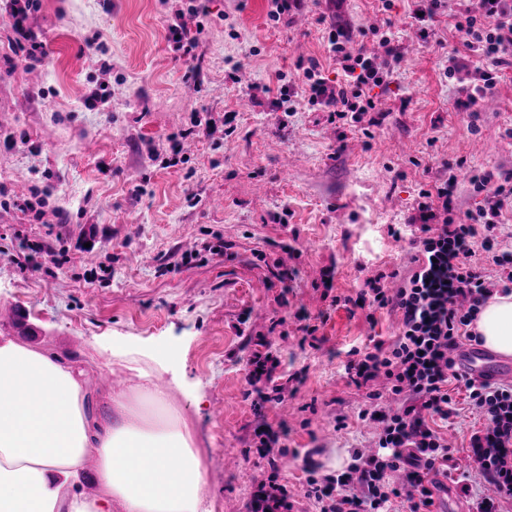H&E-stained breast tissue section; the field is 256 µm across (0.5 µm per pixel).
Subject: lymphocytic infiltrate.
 <instances>
[{"mask_svg":"<svg viewBox=\"0 0 512 512\" xmlns=\"http://www.w3.org/2000/svg\"><path fill=\"white\" fill-rule=\"evenodd\" d=\"M459 2L455 27L469 53L449 55L447 75L458 84L456 110L473 118L503 72L512 69V0ZM37 7V0H8L6 5L16 41L26 46L31 60L44 52V43L30 23ZM349 39V31L341 26L328 36L344 80L331 82L318 64H309L301 95L331 118L357 122L362 114L376 111L371 91L393 81L401 54L388 31L380 37L386 48L380 61L347 52ZM472 185L483 204L458 222L449 216L455 206L453 179H446L435 191H421L417 216L421 234L408 275L395 289L379 276L366 282L371 307L399 310L401 327L395 340L374 342L361 358L348 360L345 370L358 385L384 377L391 394L403 397L404 403L387 409L381 393L374 392L369 407L360 411V419L377 426L374 454H354L346 470L336 474H319L312 462H305L301 491L320 512H390L394 499L402 496L409 503L408 512H431L435 501L430 476L447 471L450 455L429 421L447 419L451 413L448 384L454 380L463 383L472 408L487 422L482 434L472 436L470 446L475 473L489 485L476 501L477 512H500L501 502L512 500V385L476 381L460 372L455 357L462 341L473 340L470 326L494 292L512 293V250L495 246L503 212L512 208V172H486L474 177ZM435 198L440 208H433ZM479 249L504 269V276L490 280L472 264ZM258 435L260 455L271 474L267 484L256 490L251 512H290L288 487L278 481L274 455L283 432L267 424ZM397 471L404 474L400 486L391 480Z\"/></svg>","mask_w":512,"mask_h":512,"instance_id":"obj_1","label":"lymphocytic infiltrate"}]
</instances>
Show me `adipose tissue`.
Instances as JSON below:
<instances>
[{
    "label": "adipose tissue",
    "mask_w": 512,
    "mask_h": 512,
    "mask_svg": "<svg viewBox=\"0 0 512 512\" xmlns=\"http://www.w3.org/2000/svg\"><path fill=\"white\" fill-rule=\"evenodd\" d=\"M471 328L483 348L512 356V294L494 295ZM85 375L83 362L0 336V512H208L192 421L152 371L139 369L136 391L100 399ZM86 476L95 497L76 490Z\"/></svg>",
    "instance_id": "1"
}]
</instances>
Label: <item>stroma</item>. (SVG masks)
I'll use <instances>...</instances> for the list:
<instances>
[{"mask_svg":"<svg viewBox=\"0 0 512 512\" xmlns=\"http://www.w3.org/2000/svg\"><path fill=\"white\" fill-rule=\"evenodd\" d=\"M207 5L186 60L167 41L176 0H39L31 23L46 55L30 64L0 4V308L18 314L0 321V336L86 362L97 397L112 389L97 370L126 389L139 383L99 349L144 365L161 358L158 376L180 382L174 401L187 407L205 455L210 512H247L270 473L254 430L284 424L292 512H317L295 492L305 479L296 456L311 453L328 472L352 451H373V429L357 414L385 381L356 386L344 365L348 350L390 341L401 323L399 312L333 299L410 269L408 225L420 192L446 179V163H464L462 212L482 201L472 176L512 172V71L472 131L444 75L449 53L463 48L450 11L436 14L424 40L412 0L339 9L308 0L276 22L269 0ZM334 25L350 31L354 54L382 57L372 28L399 37L395 79L372 91L379 113L353 125L303 101L290 115L277 105L282 81L302 83L303 63L338 80ZM102 84L105 103L85 108ZM228 113L229 132L182 134L192 117ZM174 136L186 162L168 168ZM35 243L64 251V265L31 252ZM281 268L292 281H278ZM262 338L285 387L278 403L260 401L246 377ZM448 392L455 411L435 429L451 466L468 472L484 420L463 386L450 382Z\"/></svg>","mask_w":512,"mask_h":512,"instance_id":"obj_1","label":"stroma"}]
</instances>
